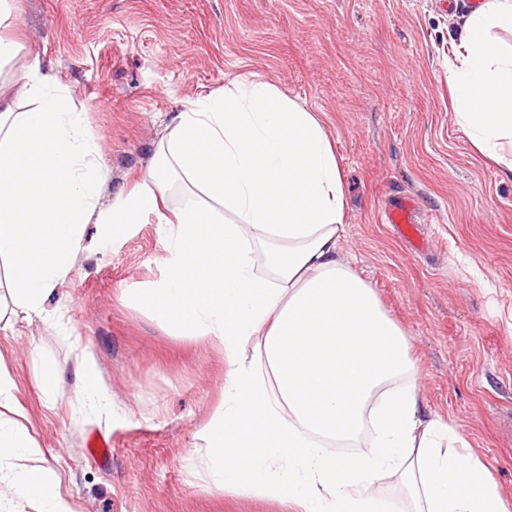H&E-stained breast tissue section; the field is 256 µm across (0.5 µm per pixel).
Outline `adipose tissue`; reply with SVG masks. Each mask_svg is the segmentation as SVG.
I'll return each mask as SVG.
<instances>
[{
  "mask_svg": "<svg viewBox=\"0 0 512 512\" xmlns=\"http://www.w3.org/2000/svg\"><path fill=\"white\" fill-rule=\"evenodd\" d=\"M506 28L512 0H484L465 18L448 88L463 133L512 172V46L495 36ZM109 178L69 88L28 55L0 84V260L11 301L42 317L86 225L115 237L154 216L167 271L139 303L224 348V402L201 432L214 485L293 512H512L459 433L425 416L405 332L339 257L343 175L313 113L267 82L241 80L174 113L141 183L105 208ZM14 388L0 357L11 495L72 512L60 475L38 465L30 429L13 417ZM353 441L362 455L335 452Z\"/></svg>",
  "mask_w": 512,
  "mask_h": 512,
  "instance_id": "ef3b65f1",
  "label": "adipose tissue"
}]
</instances>
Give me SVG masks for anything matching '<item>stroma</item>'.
Instances as JSON below:
<instances>
[{"label": "stroma", "instance_id": "stroma-1", "mask_svg": "<svg viewBox=\"0 0 512 512\" xmlns=\"http://www.w3.org/2000/svg\"><path fill=\"white\" fill-rule=\"evenodd\" d=\"M24 47L82 105L111 179L130 190L172 113L231 82L275 86L324 123L344 172L341 256L411 340L426 416L455 428L512 499V173L464 135L448 60L469 0H15ZM411 200L413 241L382 221ZM154 217L117 239L88 225L84 249L50 294L49 321L8 306L0 354L74 512H287L227 495L205 470L199 433L224 393V350L161 325L137 302L165 272ZM111 408L77 399L81 364ZM60 383L41 391L45 367ZM112 440L107 458L86 437Z\"/></svg>", "mask_w": 512, "mask_h": 512}]
</instances>
